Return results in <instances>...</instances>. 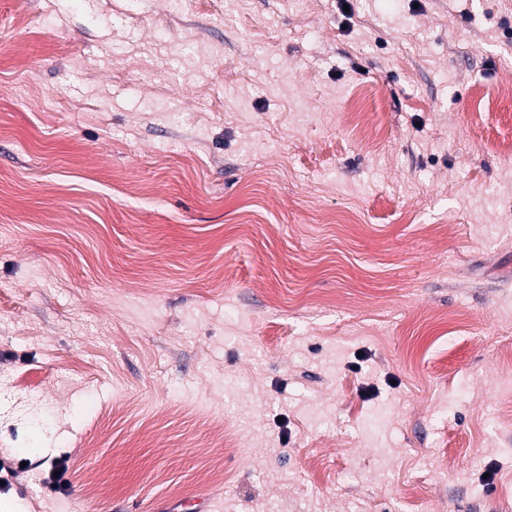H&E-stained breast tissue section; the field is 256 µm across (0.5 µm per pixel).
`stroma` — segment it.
<instances>
[{
  "label": "stroma",
  "instance_id": "stroma-1",
  "mask_svg": "<svg viewBox=\"0 0 512 512\" xmlns=\"http://www.w3.org/2000/svg\"><path fill=\"white\" fill-rule=\"evenodd\" d=\"M510 140L512 0H0V507L512 512Z\"/></svg>",
  "mask_w": 512,
  "mask_h": 512
}]
</instances>
